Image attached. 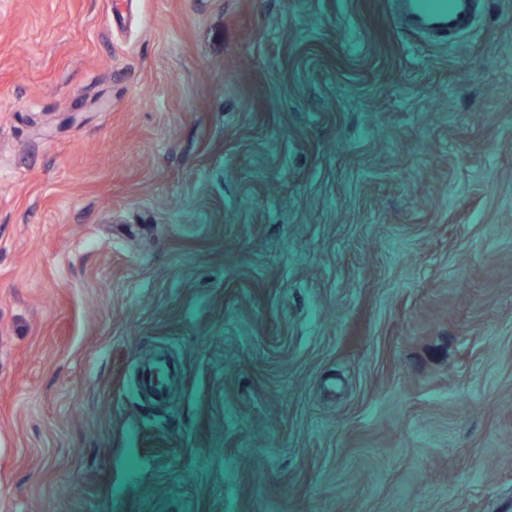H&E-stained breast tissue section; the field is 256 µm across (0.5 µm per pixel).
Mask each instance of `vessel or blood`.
I'll list each match as a JSON object with an SVG mask.
<instances>
[{"label": "vessel or blood", "mask_w": 512, "mask_h": 512, "mask_svg": "<svg viewBox=\"0 0 512 512\" xmlns=\"http://www.w3.org/2000/svg\"><path fill=\"white\" fill-rule=\"evenodd\" d=\"M478 0H453L448 12L423 14L407 8L402 12L404 24L417 33L436 40L456 42L477 30ZM175 371L164 358H156L143 373V384L155 397H164Z\"/></svg>", "instance_id": "obj_1"}]
</instances>
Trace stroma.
Instances as JSON below:
<instances>
[{"instance_id": "35a3bbf8", "label": "stroma", "mask_w": 512, "mask_h": 512, "mask_svg": "<svg viewBox=\"0 0 512 512\" xmlns=\"http://www.w3.org/2000/svg\"><path fill=\"white\" fill-rule=\"evenodd\" d=\"M391 2L0 0V512H512V0ZM397 4L404 24L428 38L452 44L477 30L478 0H453L447 13L431 15L417 12L409 3L407 9L400 2ZM175 376L172 366L162 357L156 358L143 373V385L156 398L165 396L168 382Z\"/></svg>"}]
</instances>
